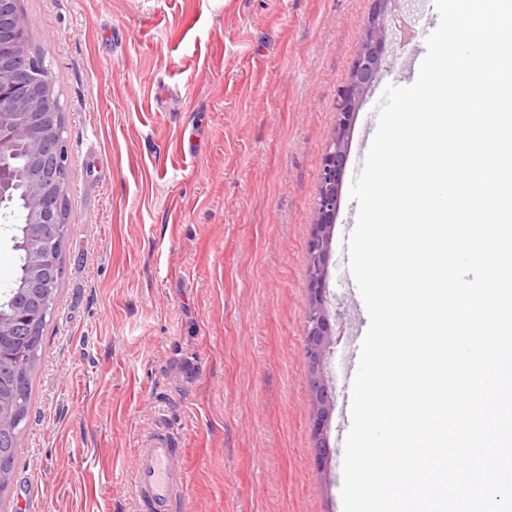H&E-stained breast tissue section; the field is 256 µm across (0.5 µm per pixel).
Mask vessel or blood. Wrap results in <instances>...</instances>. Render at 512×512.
<instances>
[{"mask_svg": "<svg viewBox=\"0 0 512 512\" xmlns=\"http://www.w3.org/2000/svg\"><path fill=\"white\" fill-rule=\"evenodd\" d=\"M130 478L142 512H176L182 504L184 473L174 441L164 427H157L142 440Z\"/></svg>", "mask_w": 512, "mask_h": 512, "instance_id": "vessel-or-blood-1", "label": "vessel or blood"}]
</instances>
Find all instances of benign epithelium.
Masks as SVG:
<instances>
[{
	"instance_id": "1",
	"label": "benign epithelium",
	"mask_w": 512,
	"mask_h": 512,
	"mask_svg": "<svg viewBox=\"0 0 512 512\" xmlns=\"http://www.w3.org/2000/svg\"><path fill=\"white\" fill-rule=\"evenodd\" d=\"M394 0H374L369 29L353 62L337 109V133L324 157L316 198V232L309 245L312 306L307 321L306 357L312 369L311 392L317 406L313 431L318 441L316 463L326 467L331 457L326 429L332 410V390L324 377L325 359L334 339L326 306L327 257L341 205V189L348 160V137L364 96L379 77ZM20 0H0V209L10 213L9 201L23 187L25 212L22 241L13 244L22 254V275L13 294L0 303V337L34 336L33 319L44 313L41 294L59 277L57 250L68 233L65 197L69 169L68 140L60 118L50 63L33 49ZM23 148L30 167L14 181L6 159Z\"/></svg>"
}]
</instances>
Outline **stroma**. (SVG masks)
Returning <instances> with one entry per match:
<instances>
[{"label": "stroma", "instance_id": "obj_1", "mask_svg": "<svg viewBox=\"0 0 512 512\" xmlns=\"http://www.w3.org/2000/svg\"><path fill=\"white\" fill-rule=\"evenodd\" d=\"M70 149L69 235L0 512H140L135 450L164 414L187 512H343L352 375L369 318L327 258L334 405L315 463L305 358L323 158L372 0H21ZM385 67L354 117L359 173Z\"/></svg>", "mask_w": 512, "mask_h": 512}]
</instances>
